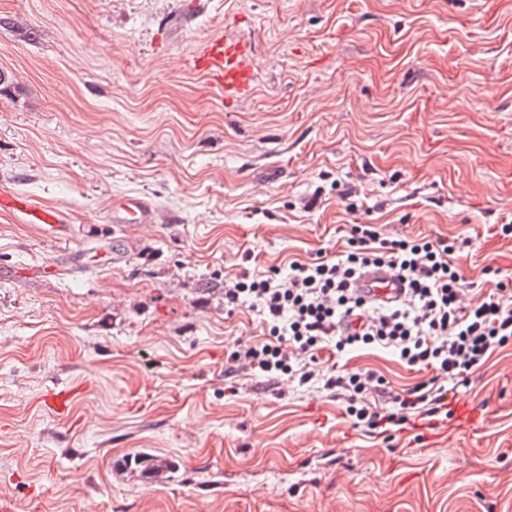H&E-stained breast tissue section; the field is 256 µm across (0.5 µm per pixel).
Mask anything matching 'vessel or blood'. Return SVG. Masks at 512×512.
I'll use <instances>...</instances> for the list:
<instances>
[{"instance_id":"obj_1","label":"vessel or blood","mask_w":512,"mask_h":512,"mask_svg":"<svg viewBox=\"0 0 512 512\" xmlns=\"http://www.w3.org/2000/svg\"><path fill=\"white\" fill-rule=\"evenodd\" d=\"M186 66L205 75L209 88L215 90L224 101L233 102L248 97L254 90L256 65L252 39L248 35H213L187 59ZM0 210L8 212L19 223L34 225L38 231L51 234L59 245L70 243V226L58 207L0 190ZM152 220L151 208L144 200L125 197L112 203L113 223L148 224ZM357 286L375 301L389 303L403 294L402 283L386 269L362 275ZM75 400V388L56 386L47 392L43 405L53 415L62 418L69 415Z\"/></svg>"}]
</instances>
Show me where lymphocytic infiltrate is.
<instances>
[{"label":"lymphocytic infiltrate","instance_id":"1","mask_svg":"<svg viewBox=\"0 0 512 512\" xmlns=\"http://www.w3.org/2000/svg\"><path fill=\"white\" fill-rule=\"evenodd\" d=\"M348 248L336 257L291 261L287 284L276 270L244 275L224 290V302H251L265 317L267 333L234 351L235 373L284 376L324 387L342 399L354 427L377 430L412 415L435 416L448 408L450 381L474 373L512 345V283L497 279L487 297L465 298L467 289L454 243L424 237H384L372 224H354ZM371 267H386L405 280L402 299L381 305L357 294L353 283ZM380 347L407 365L433 375L400 392L388 391L371 370L323 376L318 353ZM308 368L294 370L293 351Z\"/></svg>","mask_w":512,"mask_h":512}]
</instances>
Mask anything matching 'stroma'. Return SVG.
I'll return each instance as SVG.
<instances>
[{
  "label": "stroma",
  "instance_id": "35a3bbf8",
  "mask_svg": "<svg viewBox=\"0 0 512 512\" xmlns=\"http://www.w3.org/2000/svg\"><path fill=\"white\" fill-rule=\"evenodd\" d=\"M220 33L256 46L234 103L184 67ZM0 71V185L73 232L0 213V512H512V348L457 394L481 430L379 434L322 382L227 373L264 324L224 304L353 224L459 242L473 294L512 277V0H0ZM124 196L155 223H113ZM0 210L8 212L20 224H34L40 233H48L60 246L70 243V225L59 207L48 206L0 190ZM75 400V388L71 386H55L44 396L43 405L53 415L62 418L69 415Z\"/></svg>",
  "mask_w": 512,
  "mask_h": 512
}]
</instances>
